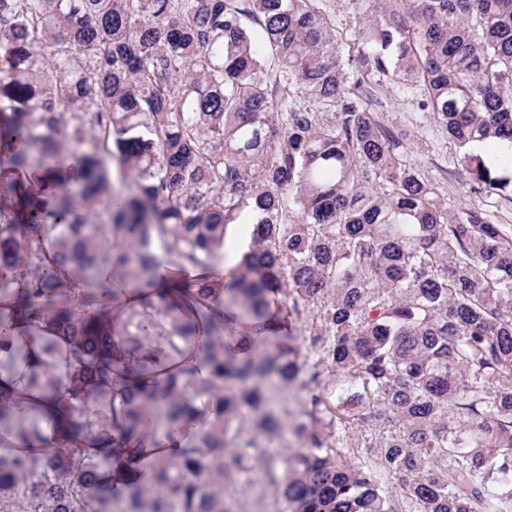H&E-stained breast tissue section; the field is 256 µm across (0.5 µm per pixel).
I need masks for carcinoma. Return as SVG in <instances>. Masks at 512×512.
I'll use <instances>...</instances> for the list:
<instances>
[{"instance_id":"obj_1","label":"carcinoma","mask_w":512,"mask_h":512,"mask_svg":"<svg viewBox=\"0 0 512 512\" xmlns=\"http://www.w3.org/2000/svg\"><path fill=\"white\" fill-rule=\"evenodd\" d=\"M335 11L0 0V512H231L258 469L285 512H512V225L449 211L374 109L416 92L512 203V0H384L354 50Z\"/></svg>"}]
</instances>
